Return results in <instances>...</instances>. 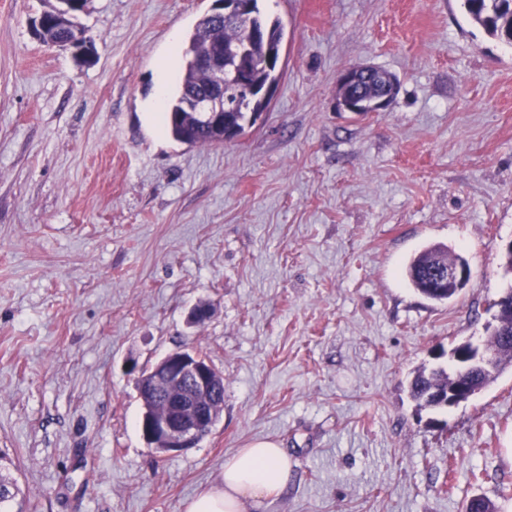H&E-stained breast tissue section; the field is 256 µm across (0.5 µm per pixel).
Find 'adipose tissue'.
Segmentation results:
<instances>
[{"label":"adipose tissue","instance_id":"1","mask_svg":"<svg viewBox=\"0 0 512 512\" xmlns=\"http://www.w3.org/2000/svg\"><path fill=\"white\" fill-rule=\"evenodd\" d=\"M288 481L287 454L277 443L260 440L226 459L217 483L187 501L184 512H248L280 495Z\"/></svg>","mask_w":512,"mask_h":512}]
</instances>
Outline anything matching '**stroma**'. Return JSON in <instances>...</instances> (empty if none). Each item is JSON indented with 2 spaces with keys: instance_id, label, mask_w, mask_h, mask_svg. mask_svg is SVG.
Segmentation results:
<instances>
[{
  "instance_id": "obj_1",
  "label": "stroma",
  "mask_w": 512,
  "mask_h": 512,
  "mask_svg": "<svg viewBox=\"0 0 512 512\" xmlns=\"http://www.w3.org/2000/svg\"><path fill=\"white\" fill-rule=\"evenodd\" d=\"M54 2L0 0V467L23 512H183L258 439L292 471L259 512H512V366L441 413L408 393L512 284V47L463 0H259L284 28L270 103L188 146L149 104L213 0H87L89 61L35 38ZM359 65L398 78L388 110H337ZM430 244L471 266L451 301L404 274ZM179 349L224 408L162 455L135 379Z\"/></svg>"
}]
</instances>
